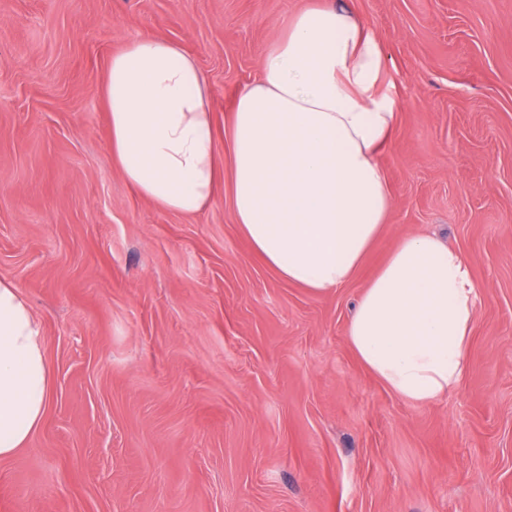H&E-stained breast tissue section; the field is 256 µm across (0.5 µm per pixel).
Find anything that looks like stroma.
Segmentation results:
<instances>
[{
    "mask_svg": "<svg viewBox=\"0 0 512 512\" xmlns=\"http://www.w3.org/2000/svg\"><path fill=\"white\" fill-rule=\"evenodd\" d=\"M310 0H0V278L41 322L43 424L0 512H512V0H342L386 57L382 237L316 295L279 279L228 189L187 217L112 159L99 88L149 31L192 55L217 128ZM460 250L484 292L459 386L392 393L345 339L395 242Z\"/></svg>",
    "mask_w": 512,
    "mask_h": 512,
    "instance_id": "obj_1",
    "label": "stroma"
}]
</instances>
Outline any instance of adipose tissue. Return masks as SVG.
Returning a JSON list of instances; mask_svg holds the SVG:
<instances>
[{"label": "adipose tissue", "instance_id": "ef3b65f1", "mask_svg": "<svg viewBox=\"0 0 512 512\" xmlns=\"http://www.w3.org/2000/svg\"><path fill=\"white\" fill-rule=\"evenodd\" d=\"M215 149L205 75L183 48L146 33L113 54L100 88L112 157L142 198L192 216L230 187L234 224L282 280L314 294L349 282L391 206L380 162L397 122L371 28L333 0L294 14L258 55ZM483 294L466 257L437 236L401 238L361 293L349 347L389 390L430 404L464 376ZM51 368L40 321L0 279V459L43 422Z\"/></svg>", "mask_w": 512, "mask_h": 512}]
</instances>
